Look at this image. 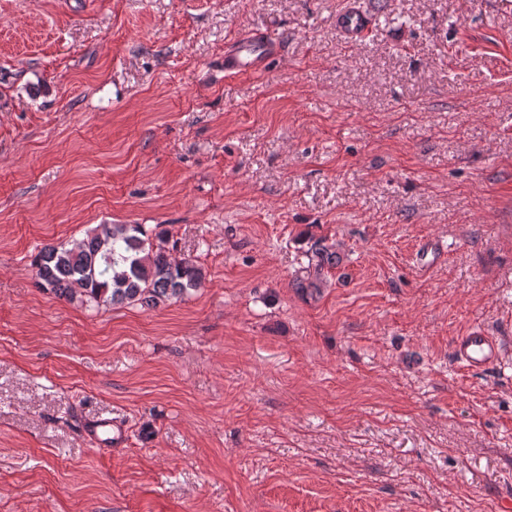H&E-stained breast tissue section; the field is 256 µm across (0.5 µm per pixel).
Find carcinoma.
<instances>
[{
    "label": "carcinoma",
    "instance_id": "1",
    "mask_svg": "<svg viewBox=\"0 0 512 512\" xmlns=\"http://www.w3.org/2000/svg\"><path fill=\"white\" fill-rule=\"evenodd\" d=\"M336 250L316 241L309 252L301 291L318 290L324 271L336 266ZM41 288L68 300L100 308L116 304L157 307L199 288L202 269L190 259L176 260L166 249V234L143 224H100L73 244H46L35 256Z\"/></svg>",
    "mask_w": 512,
    "mask_h": 512
}]
</instances>
